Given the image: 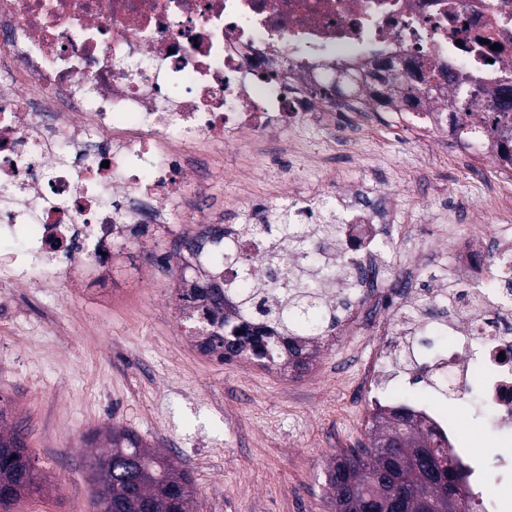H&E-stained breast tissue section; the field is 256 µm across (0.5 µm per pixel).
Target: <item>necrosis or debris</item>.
Returning a JSON list of instances; mask_svg holds the SVG:
<instances>
[{
    "label": "necrosis or debris",
    "mask_w": 512,
    "mask_h": 512,
    "mask_svg": "<svg viewBox=\"0 0 512 512\" xmlns=\"http://www.w3.org/2000/svg\"><path fill=\"white\" fill-rule=\"evenodd\" d=\"M385 58L432 66L439 111L369 93L358 111L337 110V74ZM509 69L512 0H0V188L17 192L0 234L19 244L0 272L43 285L63 262L109 271L113 236L170 223L192 157L226 148L233 204L242 223H258L270 197L298 196L294 170L265 165L267 148L294 158L299 131L343 125L356 151L365 109L444 135L449 76L491 111ZM63 149L74 164L58 162ZM259 183L269 197L251 194ZM320 194L338 199L349 224L334 261L368 270L346 321L388 335L434 255L412 235L405 260L383 269L373 258L388 243L368 228L387 220L390 195ZM506 206L489 195L466 229L437 227L453 246L449 277L468 274L470 288L459 314L430 324L445 348L426 367L451 387H479L495 429L511 434L512 303L479 302L490 260L512 255V228L487 223Z\"/></svg>",
    "instance_id": "obj_1"
}]
</instances>
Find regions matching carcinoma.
<instances>
[{"mask_svg":"<svg viewBox=\"0 0 512 512\" xmlns=\"http://www.w3.org/2000/svg\"><path fill=\"white\" fill-rule=\"evenodd\" d=\"M386 84L382 100L418 104L427 98V75L404 81L393 66L378 68ZM499 103L492 112H478L470 95L458 90L448 113V124L463 141L478 124L484 138L512 141V81L500 84ZM315 222L303 223L298 203L273 206L269 221L233 224L226 229L214 224L199 236L183 234L180 248L190 252L182 262L181 252L163 257L176 259L177 269L200 266L205 274L193 288L178 287L181 324L198 350L221 362L260 357L263 366L277 367L282 359L295 369L307 366L318 340L336 330L340 315L351 303L350 286L335 293L336 266L320 255L326 245L341 246L344 225L332 202L311 204ZM260 236L267 252L260 259L247 257L235 247L239 238ZM263 281L260 288H246L244 281ZM491 285L483 295L487 308H494L503 291H512V258H500L489 270ZM464 285L454 283L435 301L426 297L404 311L399 326L414 332L412 341L400 350L398 359L409 365L418 347L430 344L424 321L453 313ZM7 424L0 407V512L36 487L34 465L27 453L24 429ZM396 435L405 447H384ZM102 443L103 450L91 452V470L98 488L96 512H191L194 487L187 473L156 454L134 431L111 427L96 433L89 444ZM458 454L448 436L407 405L380 406L372 415L369 443L352 448L333 459L327 472L334 492V512H361L360 488L371 474L386 481L375 484L384 501L405 496L406 512H418V495L446 499L458 494L448 481V460Z\"/></svg>","mask_w":512,"mask_h":512,"instance_id":"cac0c4a2","label":"carcinoma"}]
</instances>
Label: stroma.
Returning <instances> with one entry per match:
<instances>
[{
  "label": "stroma",
  "instance_id": "stroma-1",
  "mask_svg": "<svg viewBox=\"0 0 512 512\" xmlns=\"http://www.w3.org/2000/svg\"><path fill=\"white\" fill-rule=\"evenodd\" d=\"M302 136L311 146L297 159L302 171L331 153L337 184L363 178L393 194L392 259L405 249L406 226L452 259L451 243L434 238L436 224L480 207L488 190L512 196V176L490 162L442 146L411 148L390 123L364 134L357 155L333 153L323 130ZM185 229L178 220L147 247L113 246L106 278L62 264L52 287L0 298V397L25 430L42 484L21 512H95L86 438L110 424L135 430L189 473L194 512H331L333 458L365 443L373 409L396 399L451 408L469 427L457 440L465 463L484 486L512 492V444L488 425L478 390L449 392L395 370L364 391L354 368L332 381L338 364L384 337L339 326L301 371L201 354L184 333L176 278L162 261Z\"/></svg>",
  "mask_w": 512,
  "mask_h": 512
}]
</instances>
